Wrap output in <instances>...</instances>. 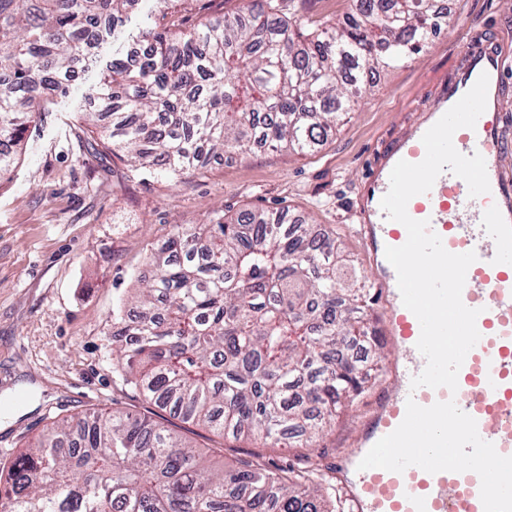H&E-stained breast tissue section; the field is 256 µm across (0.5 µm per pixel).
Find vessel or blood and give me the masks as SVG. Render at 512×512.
I'll list each match as a JSON object with an SVG mask.
<instances>
[{
    "label": "vessel or blood",
    "mask_w": 512,
    "mask_h": 512,
    "mask_svg": "<svg viewBox=\"0 0 512 512\" xmlns=\"http://www.w3.org/2000/svg\"><path fill=\"white\" fill-rule=\"evenodd\" d=\"M485 24L473 20L469 34L457 46L460 57L456 76L441 85L425 120L401 136L373 167L367 181L368 205L362 233L373 254L386 247L403 245L408 237L404 225L390 220L381 200L390 187V173L398 161L417 163L424 159V133L432 127L477 81L488 74L487 105L475 128H461L453 135L455 148L464 155L481 154L486 162L489 193L470 197L466 182L443 172L429 193L412 197L407 212L428 222L429 228L451 253L475 252L462 292L464 304L478 310V343L461 366L457 391L440 387L412 388L411 380L425 365L416 343L421 327L401 299L397 274L383 264L376 292L385 300L386 328L402 350L398 364L399 384L383 393L367 427L361 452H368L382 437L402 422L407 399L428 407L455 400L477 423L480 437L498 453L512 456V180L500 170L504 136L497 116L503 106L502 73L505 61L497 44L487 38ZM348 484L352 512H484L477 473H428L417 466L395 473L381 468L359 469L350 461Z\"/></svg>",
    "instance_id": "vessel-or-blood-1"
}]
</instances>
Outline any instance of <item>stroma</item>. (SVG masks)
Returning a JSON list of instances; mask_svg holds the SVG:
<instances>
[{"label": "stroma", "mask_w": 512, "mask_h": 512, "mask_svg": "<svg viewBox=\"0 0 512 512\" xmlns=\"http://www.w3.org/2000/svg\"><path fill=\"white\" fill-rule=\"evenodd\" d=\"M451 19L413 60L377 71L350 115L312 153L256 147L209 161L180 182L132 167L89 132L93 106L113 57H134L132 37L152 0L86 62L68 92L54 97L25 135L11 179L0 184V462L13 460L53 423L119 407L153 419L160 408L127 385L112 364V311L138 278L151 277L148 248L177 224H204L211 211L285 210L335 229L368 282L378 265L360 234L361 191L388 145L424 119L441 83L457 68L456 45L473 17L501 44L505 108L499 126L508 146L503 173L512 178V0H445ZM358 0H278L281 15L313 30L340 24ZM239 0H177L161 27L178 30L235 13ZM374 394L358 397L313 447L273 448L241 434L222 435L179 420L190 445L211 449L214 465L263 458L271 469L308 466L327 477L326 499L347 497L339 461L353 455Z\"/></svg>", "instance_id": "obj_1"}]
</instances>
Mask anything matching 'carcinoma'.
Here are the masks:
<instances>
[{
    "label": "carcinoma",
    "mask_w": 512,
    "mask_h": 512,
    "mask_svg": "<svg viewBox=\"0 0 512 512\" xmlns=\"http://www.w3.org/2000/svg\"><path fill=\"white\" fill-rule=\"evenodd\" d=\"M132 0H0V179L49 100L124 22ZM165 15L177 0H155ZM184 31L144 15L148 53L112 59L84 113L107 149L171 181L254 145L313 151L358 105L365 70L422 52L444 18L434 0H361L342 26L303 35L273 0ZM104 112L112 126L100 125ZM283 211L214 213L148 250L153 270L112 312L127 384L182 422L301 446L322 434L372 367L370 289L336 235ZM172 428L120 410L66 419L0 467V512H332L310 471L212 466Z\"/></svg>",
    "instance_id": "1"
}]
</instances>
